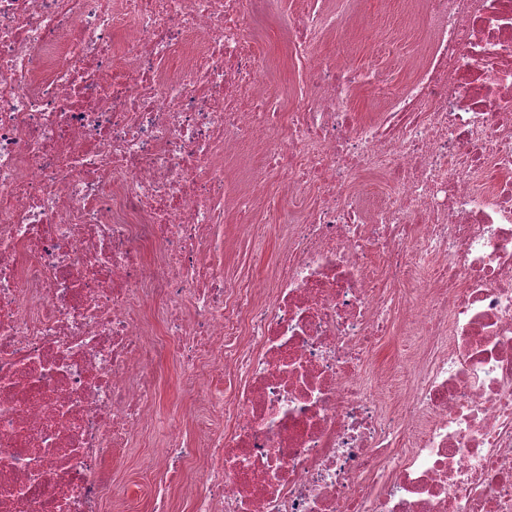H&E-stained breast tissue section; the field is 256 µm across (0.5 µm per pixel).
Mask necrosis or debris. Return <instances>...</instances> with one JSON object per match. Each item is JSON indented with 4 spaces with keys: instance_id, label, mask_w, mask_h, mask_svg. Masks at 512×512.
<instances>
[{
    "instance_id": "1",
    "label": "necrosis or debris",
    "mask_w": 512,
    "mask_h": 512,
    "mask_svg": "<svg viewBox=\"0 0 512 512\" xmlns=\"http://www.w3.org/2000/svg\"><path fill=\"white\" fill-rule=\"evenodd\" d=\"M270 11L0 0V512L121 504L171 353L209 425H170L154 512L189 461L192 512H512V0H421L399 90L296 0L289 105ZM228 209L286 225L270 274L225 279ZM259 167V158L255 155H251L243 159H235L231 161L227 170L234 183L246 186L250 173Z\"/></svg>"
}]
</instances>
